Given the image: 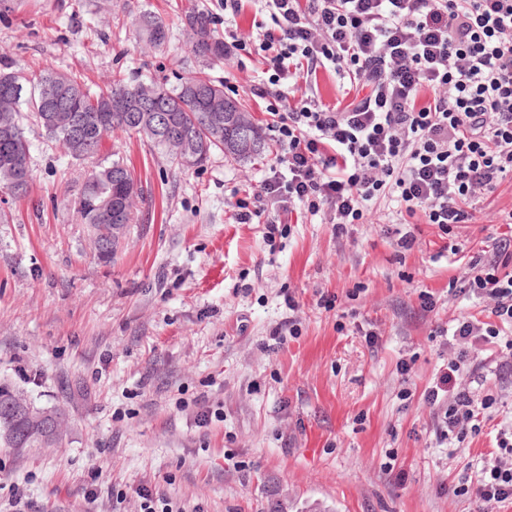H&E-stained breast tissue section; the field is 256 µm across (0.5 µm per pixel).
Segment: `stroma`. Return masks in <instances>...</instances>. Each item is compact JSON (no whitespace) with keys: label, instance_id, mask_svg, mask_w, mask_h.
<instances>
[{"label":"stroma","instance_id":"stroma-1","mask_svg":"<svg viewBox=\"0 0 512 512\" xmlns=\"http://www.w3.org/2000/svg\"><path fill=\"white\" fill-rule=\"evenodd\" d=\"M193 8L224 20L222 0H9L0 59L92 86L171 76L177 57L195 70L182 24ZM141 11L167 24L162 48L133 35ZM262 71L244 52L208 69L259 125L256 160L216 153L182 171L136 134L105 138L103 157H123L148 196L108 261L75 210L85 164L24 120L33 180L0 201V384L68 425L49 447H0V500L20 487L34 512H140L146 488L184 512H473L448 487L512 423V372L487 371L478 353L476 374L502 405L457 448L437 442L424 393L453 357L439 328L474 311L448 283L503 232L512 179L446 234L400 223L382 197L340 230L285 214L266 243L232 207L280 151L249 93Z\"/></svg>","mask_w":512,"mask_h":512}]
</instances>
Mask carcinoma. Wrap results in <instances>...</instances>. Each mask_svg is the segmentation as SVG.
Wrapping results in <instances>:
<instances>
[{
	"instance_id": "obj_1",
	"label": "carcinoma",
	"mask_w": 512,
	"mask_h": 512,
	"mask_svg": "<svg viewBox=\"0 0 512 512\" xmlns=\"http://www.w3.org/2000/svg\"><path fill=\"white\" fill-rule=\"evenodd\" d=\"M135 37L156 48L168 42L163 21L148 12L132 20ZM184 26L192 35L190 50L203 65L198 71L183 72L170 86L155 80L116 78L105 87L92 88L85 82L47 66L34 77L8 61H0V130L11 129L9 140L0 137V189L15 191V196L28 193L31 170L30 144L22 127V112L33 118L47 140L59 145L75 160L91 164L78 198V209L84 223L97 238L100 255L115 254L124 233L114 231L110 218L112 199L134 194L143 198V190L134 182L124 161L100 159L102 143L108 134L134 132L153 148L162 152L177 167H184L182 156L163 137L155 113L143 103L160 96L170 108L173 130L187 140L197 154L194 166L199 167L214 152H222L247 162L262 155L265 142L260 128L252 121L243 105L224 94V85L211 78L206 68L224 60V39L215 34L213 17L202 10H191L184 16ZM55 94V102L45 95V88ZM116 99L124 101L125 111L107 112ZM78 112L91 130L87 145L74 142L67 128L50 121L54 112ZM18 391L0 386V444L14 447L12 433L16 418L7 411V403Z\"/></svg>"
}]
</instances>
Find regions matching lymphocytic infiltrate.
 <instances>
[{
  "mask_svg": "<svg viewBox=\"0 0 512 512\" xmlns=\"http://www.w3.org/2000/svg\"><path fill=\"white\" fill-rule=\"evenodd\" d=\"M249 36L233 24L244 0H224V53L255 43L270 75L251 87L268 102L282 149L271 176L236 199L237 218L283 233L284 213L303 207L331 223L361 224L374 198L397 199L407 216L448 231L512 175V0H260ZM331 70L344 77L342 102L290 80ZM512 234L475 259L461 293L483 318L452 328L456 354L424 395L439 441L482 434L498 402L473 386L472 349L512 327ZM493 451L448 492L475 505L512 507V426Z\"/></svg>",
  "mask_w": 512,
  "mask_h": 512,
  "instance_id": "lymphocytic-infiltrate-1",
  "label": "lymphocytic infiltrate"
}]
</instances>
